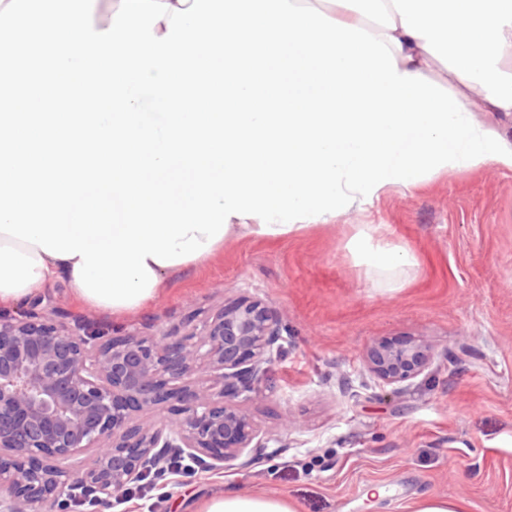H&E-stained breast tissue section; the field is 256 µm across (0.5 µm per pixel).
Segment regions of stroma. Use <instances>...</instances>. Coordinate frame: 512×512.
<instances>
[{
  "instance_id": "obj_1",
  "label": "stroma",
  "mask_w": 512,
  "mask_h": 512,
  "mask_svg": "<svg viewBox=\"0 0 512 512\" xmlns=\"http://www.w3.org/2000/svg\"><path fill=\"white\" fill-rule=\"evenodd\" d=\"M359 224L387 225L415 255L401 287L367 279L349 246ZM39 297L112 336L167 331L239 298L278 321L270 371L242 406L269 446L217 476L155 480L123 512H181L183 498L227 487L298 512H407L422 494L512 512V170L442 173L291 238L228 240L120 319L60 281ZM396 338L429 346L431 364L389 385L367 353Z\"/></svg>"
}]
</instances>
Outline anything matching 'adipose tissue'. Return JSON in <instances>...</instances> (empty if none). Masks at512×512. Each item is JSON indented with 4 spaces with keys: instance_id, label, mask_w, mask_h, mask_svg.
I'll list each match as a JSON object with an SVG mask.
<instances>
[{
    "instance_id": "obj_1",
    "label": "adipose tissue",
    "mask_w": 512,
    "mask_h": 512,
    "mask_svg": "<svg viewBox=\"0 0 512 512\" xmlns=\"http://www.w3.org/2000/svg\"><path fill=\"white\" fill-rule=\"evenodd\" d=\"M76 2L53 13L28 95L0 98V303L62 280L92 309L135 314L227 240L293 237L439 173L512 170V140L471 119L512 115V0H341L344 21L320 0H119L98 30ZM213 60L226 103L194 111L186 83L207 86ZM436 63L448 90L426 75ZM267 78L298 110L273 111ZM350 244L380 284L416 265L380 224ZM195 512L298 510L226 489Z\"/></svg>"
}]
</instances>
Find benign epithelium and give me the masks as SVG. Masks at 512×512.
<instances>
[{"label":"benign epithelium","instance_id":"1","mask_svg":"<svg viewBox=\"0 0 512 512\" xmlns=\"http://www.w3.org/2000/svg\"><path fill=\"white\" fill-rule=\"evenodd\" d=\"M39 305L0 315V512H69L76 489L112 509L172 457L203 456L220 474L248 448L268 447L239 409L280 339L260 303L225 305L180 336L107 339ZM368 360L393 385L431 357L412 342H381ZM166 405L176 419L156 421Z\"/></svg>","mask_w":512,"mask_h":512}]
</instances>
